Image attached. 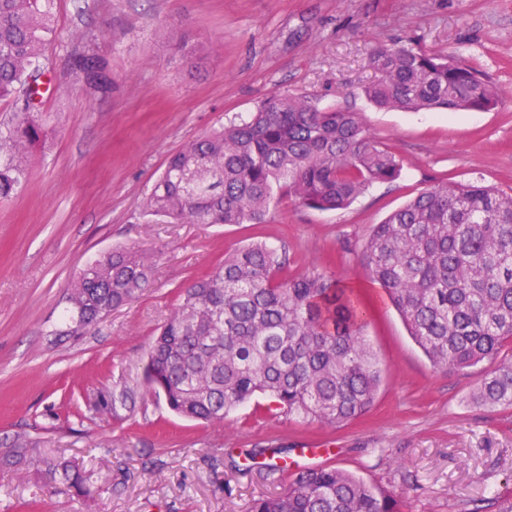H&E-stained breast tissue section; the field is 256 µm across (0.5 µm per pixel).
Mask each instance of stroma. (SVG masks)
Segmentation results:
<instances>
[{
	"mask_svg": "<svg viewBox=\"0 0 512 512\" xmlns=\"http://www.w3.org/2000/svg\"><path fill=\"white\" fill-rule=\"evenodd\" d=\"M55 39L41 62L49 140L31 154L22 187L0 201V448L24 435L33 454L90 471L93 500L73 497L28 468L0 469V512H249L283 491L251 450L296 463L317 452L393 495L402 512H474L512 492V408L477 405L485 374L434 368L360 260L372 228L441 181L512 188V0H48ZM98 34L112 62L109 96L70 69L78 36ZM195 47L194 57L177 51ZM410 43L469 60L508 91L489 112L373 107L377 44ZM362 113L402 171L348 208L281 200L265 224H148L140 204L170 155L276 95ZM265 237L292 272L329 264L364 290L366 333L382 368L371 411L332 428L269 418L266 398L220 425L180 419L147 394L143 364L177 290L225 253ZM154 259L143 295L95 327L69 333L65 296L75 275L115 246ZM124 386L136 406L120 420L88 404Z\"/></svg>",
	"mask_w": 512,
	"mask_h": 512,
	"instance_id": "35a3bbf8",
	"label": "stroma"
}]
</instances>
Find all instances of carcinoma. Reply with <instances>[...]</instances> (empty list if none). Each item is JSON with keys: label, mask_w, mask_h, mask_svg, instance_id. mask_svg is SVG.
Instances as JSON below:
<instances>
[{"label": "carcinoma", "mask_w": 512, "mask_h": 512, "mask_svg": "<svg viewBox=\"0 0 512 512\" xmlns=\"http://www.w3.org/2000/svg\"><path fill=\"white\" fill-rule=\"evenodd\" d=\"M53 29L44 0H0V97L21 111L0 126V198L14 194L29 149L42 141L39 60ZM99 35L80 37L71 69L94 92L112 90ZM378 80L363 89L380 110L486 112L504 91L452 54L377 45ZM401 175L393 149L361 115L321 110L301 96L267 99L247 118L172 154L145 195L156 224H263L284 196L308 208H347L374 184ZM361 260L437 369L467 370L512 341V193L479 183L440 182L376 225ZM152 269L133 247L101 254L74 277L66 302L76 329L138 299ZM365 308L324 267L303 274L285 254L255 242L224 256L178 294L152 341L144 383L182 418L220 424L255 396L274 418L339 427L373 405L382 370L364 334ZM476 401L512 406V363L489 373ZM135 406L127 388L94 410ZM45 466L50 481L93 495L81 469L38 459L21 443L0 449V466ZM251 512H400L397 499L336 467L297 472L287 488L255 500Z\"/></svg>", "instance_id": "carcinoma-1"}]
</instances>
